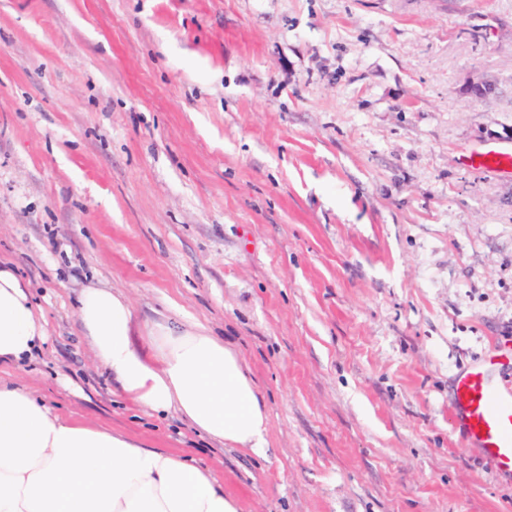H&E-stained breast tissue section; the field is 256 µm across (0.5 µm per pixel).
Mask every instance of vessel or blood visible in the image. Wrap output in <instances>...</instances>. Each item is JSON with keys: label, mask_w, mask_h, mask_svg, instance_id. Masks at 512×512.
<instances>
[{"label": "vessel or blood", "mask_w": 512, "mask_h": 512, "mask_svg": "<svg viewBox=\"0 0 512 512\" xmlns=\"http://www.w3.org/2000/svg\"><path fill=\"white\" fill-rule=\"evenodd\" d=\"M468 165L512 172V152L486 148L466 155ZM512 362V349L493 350L488 358L462 373L452 392V410L469 446L480 449L493 469L512 475V389L498 388L494 370Z\"/></svg>", "instance_id": "1"}]
</instances>
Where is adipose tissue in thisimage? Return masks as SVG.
Instances as JSON below:
<instances>
[{
    "instance_id": "obj_1",
    "label": "adipose tissue",
    "mask_w": 512,
    "mask_h": 512,
    "mask_svg": "<svg viewBox=\"0 0 512 512\" xmlns=\"http://www.w3.org/2000/svg\"><path fill=\"white\" fill-rule=\"evenodd\" d=\"M82 333L97 363L139 408L181 413L212 440L253 451L267 414L232 345L197 323H157L153 354L131 343L133 309L104 284L82 289ZM47 336L15 268L0 261V362L31 359ZM0 512H240L208 469L122 434L53 412L29 390L0 385Z\"/></svg>"
}]
</instances>
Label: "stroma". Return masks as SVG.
Listing matches in <instances>:
<instances>
[{
	"instance_id": "1",
	"label": "stroma",
	"mask_w": 512,
	"mask_h": 512,
	"mask_svg": "<svg viewBox=\"0 0 512 512\" xmlns=\"http://www.w3.org/2000/svg\"><path fill=\"white\" fill-rule=\"evenodd\" d=\"M493 81L485 102L470 86ZM512 0H0V258L49 336L1 364L62 416L209 468L242 512H512L452 426L512 347ZM235 346L263 454L126 402L77 317ZM465 163L494 172H512V152L495 148L473 151L465 156Z\"/></svg>"
}]
</instances>
